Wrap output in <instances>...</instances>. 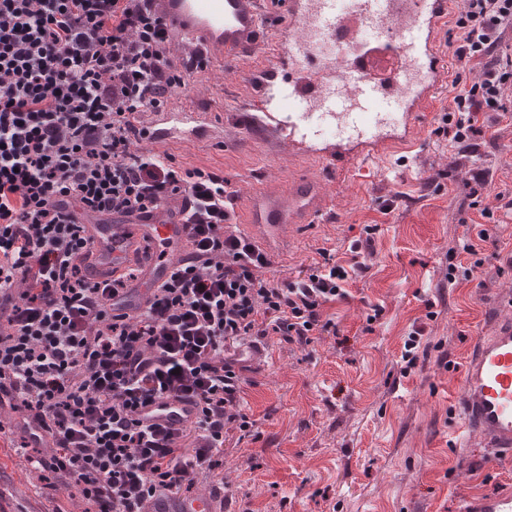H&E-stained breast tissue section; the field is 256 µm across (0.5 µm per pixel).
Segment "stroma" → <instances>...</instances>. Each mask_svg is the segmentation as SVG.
<instances>
[{"mask_svg":"<svg viewBox=\"0 0 512 512\" xmlns=\"http://www.w3.org/2000/svg\"><path fill=\"white\" fill-rule=\"evenodd\" d=\"M186 94L205 96L215 111H239L246 100L237 64L194 72ZM447 94L428 103L427 128L416 146L372 164L335 173L327 184L330 224L288 232V248L272 257L271 278L285 281L321 265L323 252L349 262L361 244L366 270L349 280L346 299L326 305L336 335L297 347L268 337L255 356L246 409L258 440L228 438L224 480L229 512H461L466 499L512 485V458L496 457L476 437L458 438L453 407L466 357L491 315L512 301V215L495 193L512 195V122L496 142L471 153L492 177L494 207L487 260L473 267L462 250L478 232L468 206L467 166H453L459 147L436 135ZM217 167L246 194L248 178L286 182L314 173L312 160L284 167L266 160L248 138ZM471 267L449 280L450 258ZM422 330L418 362L403 373L408 334ZM0 488L12 512H81L64 490L46 489L17 449L0 441Z\"/></svg>","mask_w":512,"mask_h":512,"instance_id":"obj_1","label":"stroma"}]
</instances>
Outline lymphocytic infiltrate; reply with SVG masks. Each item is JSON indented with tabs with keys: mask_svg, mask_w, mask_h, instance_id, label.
Masks as SVG:
<instances>
[{
	"mask_svg": "<svg viewBox=\"0 0 512 512\" xmlns=\"http://www.w3.org/2000/svg\"><path fill=\"white\" fill-rule=\"evenodd\" d=\"M509 27L512 0H463L454 18L458 73L442 129L454 144L512 113ZM188 77L140 0H0V406L24 422L0 425V439L19 441L83 512H142L156 494L223 482L227 436L260 435L243 406L244 348L335 333L324 308L362 268L328 254L296 279L266 277L270 258L230 222L223 172L135 149L140 113ZM174 199L188 211L190 257L141 313H113L128 277L86 276L80 214ZM160 397L193 402L196 417L143 426L141 408Z\"/></svg>",
	"mask_w": 512,
	"mask_h": 512,
	"instance_id": "f902f5d3",
	"label": "lymphocytic infiltrate"
}]
</instances>
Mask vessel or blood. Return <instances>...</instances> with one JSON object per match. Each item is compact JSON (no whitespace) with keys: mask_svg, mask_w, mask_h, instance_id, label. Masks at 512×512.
I'll return each mask as SVG.
<instances>
[{"mask_svg":"<svg viewBox=\"0 0 512 512\" xmlns=\"http://www.w3.org/2000/svg\"><path fill=\"white\" fill-rule=\"evenodd\" d=\"M149 7L166 24L176 62H236L249 89L242 111L223 119L206 98L175 93L163 108L142 113L137 141L163 156L233 147L243 130L277 158L315 157L336 169L365 165L420 137L422 108L447 73L440 34L448 24V0H349L345 16L335 0H149ZM360 22L369 23L383 45L385 77H374L364 60L336 46L351 41ZM392 108L402 112L396 133L388 130ZM324 124L336 128L335 141L320 140ZM228 201L232 223L255 226L249 239L262 253L282 239L285 225L331 217L325 184L313 175L285 187L255 181L246 199L233 194ZM82 222L92 242L91 270L100 277L125 272L145 243L171 240L180 255L191 251L177 200L141 214L87 215ZM172 270V261L155 255L142 261L121 311L139 312ZM455 405L465 431L480 435L495 454L512 456L511 317L477 337ZM195 413L192 402L161 399L143 409L141 420L179 427ZM143 512H224V496L161 494L146 501ZM462 512H512V486L465 501Z\"/></svg>","mask_w":512,"mask_h":512,"instance_id":"1","label":"vessel or blood"}]
</instances>
